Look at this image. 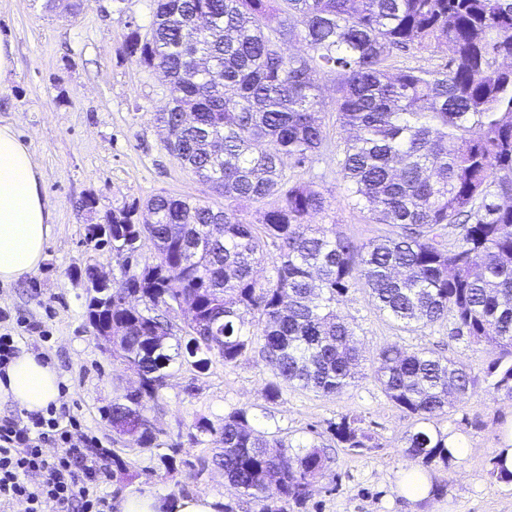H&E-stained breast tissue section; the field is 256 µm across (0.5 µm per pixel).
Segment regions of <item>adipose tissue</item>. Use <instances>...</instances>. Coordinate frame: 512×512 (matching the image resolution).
<instances>
[{
    "instance_id": "ef3b65f1",
    "label": "adipose tissue",
    "mask_w": 512,
    "mask_h": 512,
    "mask_svg": "<svg viewBox=\"0 0 512 512\" xmlns=\"http://www.w3.org/2000/svg\"><path fill=\"white\" fill-rule=\"evenodd\" d=\"M41 173L29 147L7 125L0 126V281L20 280L42 262L51 236L53 209L41 192ZM0 396L26 413L59 405L56 368L24 350L6 368Z\"/></svg>"
}]
</instances>
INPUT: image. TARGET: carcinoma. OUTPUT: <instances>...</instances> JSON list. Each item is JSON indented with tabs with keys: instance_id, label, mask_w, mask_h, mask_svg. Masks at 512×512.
I'll return each mask as SVG.
<instances>
[{
	"instance_id": "carcinoma-1",
	"label": "carcinoma",
	"mask_w": 512,
	"mask_h": 512,
	"mask_svg": "<svg viewBox=\"0 0 512 512\" xmlns=\"http://www.w3.org/2000/svg\"><path fill=\"white\" fill-rule=\"evenodd\" d=\"M146 33L125 50L162 71L180 95L160 113L166 149L224 197L222 208L158 194L105 217L103 243L130 260L153 256L112 294L113 353L141 382L113 401L112 426L142 422L177 361L199 371L259 355L272 367L270 401L285 387L333 395L357 382L361 354L339 312L360 283L375 309L404 329L451 322L452 333L498 351L483 375L431 349L380 350L375 380L421 426L407 455L429 466L454 459L449 435L427 424L457 394L479 388L512 399V0H154ZM299 35L308 52L284 53ZM428 50L443 63L392 70L395 54ZM336 78V123L349 130L336 166L356 206L385 233L357 245L310 223L330 203L312 171L326 146L316 76ZM276 196L279 205L248 208ZM275 253L267 251V246ZM263 262L270 274L254 276ZM134 296L144 309L121 300ZM187 317L176 352L155 340ZM212 464L257 506L292 512L327 477L322 446L255 429L249 410L224 416ZM329 432L346 448H371L359 419Z\"/></svg>"
}]
</instances>
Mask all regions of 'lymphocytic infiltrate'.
Returning a JSON list of instances; mask_svg holds the SVG:
<instances>
[{"mask_svg": "<svg viewBox=\"0 0 512 512\" xmlns=\"http://www.w3.org/2000/svg\"><path fill=\"white\" fill-rule=\"evenodd\" d=\"M77 420L61 425L57 417L30 415L28 420H0V502L25 503L26 512H43L52 503L55 512H106V501L95 488L106 474L103 460L87 457V437H74ZM58 452L47 456L46 445ZM43 471L45 482L28 484L30 473Z\"/></svg>", "mask_w": 512, "mask_h": 512, "instance_id": "f902f5d3", "label": "lymphocytic infiltrate"}]
</instances>
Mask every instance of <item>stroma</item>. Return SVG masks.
I'll use <instances>...</instances> for the list:
<instances>
[{
	"label": "stroma",
	"instance_id": "1",
	"mask_svg": "<svg viewBox=\"0 0 512 512\" xmlns=\"http://www.w3.org/2000/svg\"><path fill=\"white\" fill-rule=\"evenodd\" d=\"M71 0H0V40L14 48L13 67L0 75V125L11 126L34 155L41 189L54 212V229L38 269L20 280L0 282V334H11L18 348L40 354L59 372L60 409L97 437L126 465L108 468L98 491L115 501L128 490L164 498L206 496L217 512H255L224 478L221 469L201 466L220 447L216 433H201L198 421L221 424L225 414L246 408L258 430H282L290 438L322 444L329 479L316 483L304 512H512V482L490 473L491 461L512 425V399L481 390L454 402L434 427L458 438L465 450L450 464L425 467L405 452V436L415 429L374 382L378 351L390 344L433 349L484 373L495 358L490 347L451 334L449 324L409 331L381 315L362 286L350 289L341 312L355 326L364 357V378L354 388L322 396L284 388L277 401L265 395L272 370L250 357L234 365L213 358L208 370L174 367L148 414L157 443L143 447L117 434L106 415L116 397L135 390L137 374L99 341L88 321L89 295L82 267L92 265L122 283L150 259L152 250L123 261L92 240L88 227L106 214L144 202L155 194L207 201L220 207L222 196L184 169L164 147L166 131L157 121L174 95L164 75L142 66L124 49L126 33L148 31L154 0H86L70 12ZM328 148L313 169L317 188L330 201L315 224L363 244L379 225L356 209L334 157L344 141L334 112L323 114ZM96 200L93 211L79 203ZM361 419L377 442L371 449L338 445L329 423L342 416ZM424 467L447 492L420 502L400 493V479Z\"/></svg>",
	"mask_w": 512,
	"mask_h": 512
}]
</instances>
